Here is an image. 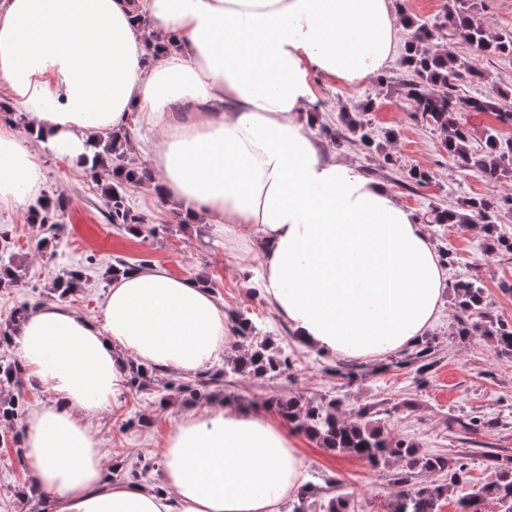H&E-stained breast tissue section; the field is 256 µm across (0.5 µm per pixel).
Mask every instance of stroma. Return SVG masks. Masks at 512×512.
<instances>
[{"instance_id": "35a3bbf8", "label": "stroma", "mask_w": 512, "mask_h": 512, "mask_svg": "<svg viewBox=\"0 0 512 512\" xmlns=\"http://www.w3.org/2000/svg\"><path fill=\"white\" fill-rule=\"evenodd\" d=\"M394 2L397 11L440 24L437 45L458 56L472 57L469 46L444 24L448 0ZM472 59L484 75L479 88L488 91L512 87V56ZM402 74V66L397 63L386 71L382 83L373 77L352 89L318 82L317 101L312 107L318 125L341 128L343 113L357 111L359 104L370 97L376 102L370 114L371 126L384 140L379 153L368 152L358 141L344 139L329 142V149L387 185L419 215L428 205L444 209L466 196L495 198L499 187L458 168L455 159L443 150L439 131L414 117L411 105L397 90ZM414 166L432 173L433 179L409 190L403 183ZM107 184V179L92 176L84 166L45 154L39 196L52 202L61 196L67 200L65 211L57 218L65 225L66 235L62 241L49 242V249L56 252L50 262L33 251V243L44 232L29 222L27 212L0 210V235L7 238L23 273L16 285L0 288V328L21 304L50 301L48 288L53 279L70 267H89L82 288L67 302L77 312L93 318L99 314L105 293L100 273L108 264L118 258L135 264L157 262L177 277L207 276L225 311L249 313L261 335L270 337L274 349L284 351L291 360V369L276 380L236 376L225 382L223 393L233 406L300 393L316 398L343 397L346 409L352 411L366 405L386 410L384 426L392 437L415 443L425 454L468 455L467 485L453 487L447 499L441 501L439 512H457L461 497L493 479L485 451L512 454V423H497L498 418L512 413V358L498 354L489 340H466L457 335L452 290H445L437 318L427 331L435 340L437 358L427 384L416 385L413 367L397 366L393 355L385 359L387 371L364 362L355 381L340 380L324 372L325 366L336 365V358L302 346L274 316L262 294L251 288L250 281L263 258L260 245L226 252L223 237L212 225L179 223L172 209L147 185L128 189L127 195L130 206L154 227V235L137 236L115 228L106 219L103 189ZM425 232L436 250L453 252L449 280L478 276L494 315L512 320V255L489 254L486 235L473 234L454 224H429ZM167 379V374L155 372L144 387L126 386L114 404L92 418L91 428L109 477L127 479L134 475L149 484L158 482L162 462L154 450L186 406L183 394L175 389L167 391V405L159 406L156 391ZM475 414L488 419L489 427L476 435L462 432L459 420ZM297 443L305 458L306 482L322 490L328 483H338L357 512H388L387 504L395 490L393 477L402 468L400 462L392 460L374 467L354 456L326 451L302 434ZM32 481L15 445H0V512H33Z\"/></svg>"}]
</instances>
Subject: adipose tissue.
Returning <instances> with one entry per match:
<instances>
[{
	"mask_svg": "<svg viewBox=\"0 0 512 512\" xmlns=\"http://www.w3.org/2000/svg\"><path fill=\"white\" fill-rule=\"evenodd\" d=\"M400 31L393 0H0V83L33 131L0 124V207L42 186L32 141L76 163L138 116L163 137L152 186L229 248L262 241L257 287L294 336L351 361L411 348L446 269L419 217L304 120L316 79L364 84L397 58ZM227 337L213 291L156 262L114 279L96 318L30 309L13 343L53 394L23 438L49 512H277L304 472L284 420L181 415L156 450L158 489L106 479L86 422L129 362L195 375Z\"/></svg>",
	"mask_w": 512,
	"mask_h": 512,
	"instance_id": "ef3b65f1",
	"label": "adipose tissue"
}]
</instances>
